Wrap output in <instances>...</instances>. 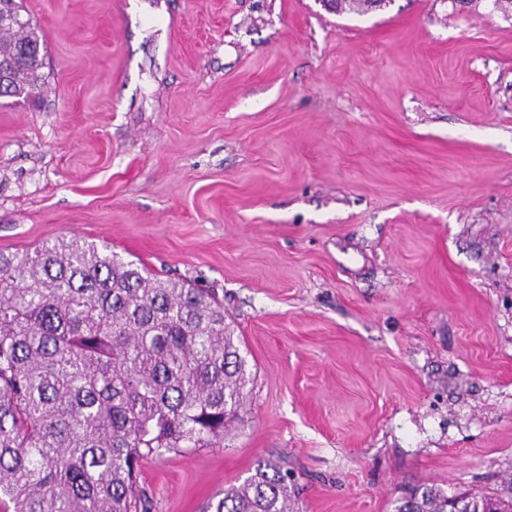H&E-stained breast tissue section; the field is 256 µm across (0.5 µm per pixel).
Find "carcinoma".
Wrapping results in <instances>:
<instances>
[{
    "mask_svg": "<svg viewBox=\"0 0 512 512\" xmlns=\"http://www.w3.org/2000/svg\"><path fill=\"white\" fill-rule=\"evenodd\" d=\"M43 51L31 20L0 25V97L31 100ZM250 381L211 292L77 238L0 252V512H149L142 461L224 446ZM294 495L267 462L205 512H293ZM459 496L512 512V478ZM449 499L420 484L392 512Z\"/></svg>",
    "mask_w": 512,
    "mask_h": 512,
    "instance_id": "1",
    "label": "carcinoma"
}]
</instances>
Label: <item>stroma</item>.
I'll return each mask as SVG.
<instances>
[{
	"label": "stroma",
	"mask_w": 512,
	"mask_h": 512,
	"mask_svg": "<svg viewBox=\"0 0 512 512\" xmlns=\"http://www.w3.org/2000/svg\"><path fill=\"white\" fill-rule=\"evenodd\" d=\"M24 0L0 251L105 243L214 290L253 383L223 447L144 462L202 512L273 461L297 512L512 477V18L490 0Z\"/></svg>",
	"instance_id": "1"
}]
</instances>
